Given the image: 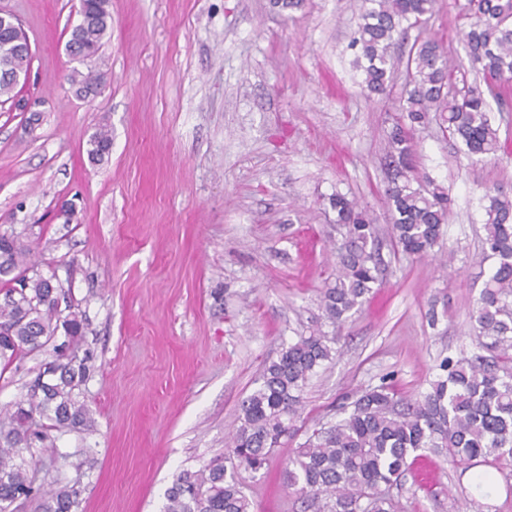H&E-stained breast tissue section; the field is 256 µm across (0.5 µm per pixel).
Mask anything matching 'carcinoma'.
Instances as JSON below:
<instances>
[{
  "instance_id": "cac0c4a2",
  "label": "carcinoma",
  "mask_w": 512,
  "mask_h": 512,
  "mask_svg": "<svg viewBox=\"0 0 512 512\" xmlns=\"http://www.w3.org/2000/svg\"><path fill=\"white\" fill-rule=\"evenodd\" d=\"M437 0H363L353 47L362 86L384 96L391 52L410 28L421 29ZM83 22L71 37L94 56L112 25L106 0H81ZM464 18L471 69L486 88L453 65L443 44L425 36L407 58V88L391 116L385 146L388 182L384 204L395 247L423 258L448 223L444 186L421 176L413 162L415 132L438 119L464 146L471 160L494 158L499 129L488 116L486 93L512 81V0H468ZM112 146L101 128L89 141L88 156L99 162ZM485 209L484 245L494 270L477 302L471 336L480 350L472 357L444 359L430 389L403 396L383 382L340 408L336 423L315 429L288 459L289 484L312 512H397L392 490L415 463L418 452L443 455L468 470L481 463L497 471L512 463V196L495 190ZM336 212V267L320 292L326 323L340 328L380 283L379 228L369 212L342 193L329 198ZM26 253L13 236L0 235V361L9 365L50 350L26 397L0 415V512L35 500L39 512H73L80 480L47 492L36 475L16 463L22 451L54 441L53 433L86 425L77 391L90 375V357L78 356L84 319L59 301L68 294L23 266ZM65 340L51 345L58 331ZM337 336L318 328L282 344L264 369L260 385L240 404L238 425L224 457L197 471L184 470L167 489L164 512H252L237 474L257 472L283 438L300 431L302 395L317 369L338 353ZM471 502L492 494L490 474L476 477Z\"/></svg>"
}]
</instances>
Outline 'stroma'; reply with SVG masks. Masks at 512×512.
Wrapping results in <instances>:
<instances>
[{"label": "stroma", "mask_w": 512, "mask_h": 512, "mask_svg": "<svg viewBox=\"0 0 512 512\" xmlns=\"http://www.w3.org/2000/svg\"><path fill=\"white\" fill-rule=\"evenodd\" d=\"M360 7L109 0L112 30L79 60L66 51L79 0H0L29 38L21 94L41 110L29 133L25 113L0 102V233L68 291L93 366L79 391L92 428L60 434L26 463L48 489L81 478L78 512H162L181 471L223 454L265 366L321 315L335 262L332 194L374 212L387 270L341 328L336 359L310 379L306 428L383 381L427 391L444 357L474 352L471 314L491 270L486 193L512 189V85L495 115L498 159L470 161L438 125L417 132V170L446 187L448 222L433 255L394 253L384 148L406 58H395L390 98L361 92L348 50ZM466 24L458 0H438L426 32L459 63ZM75 71L104 74L98 97L75 96ZM101 128L112 149L93 163L87 143ZM45 360L0 371V408L25 396ZM297 446L285 441L267 467L240 473L253 512H305L288 484ZM470 478L424 454L395 493L399 510L512 512V467L486 505L469 509Z\"/></svg>", "instance_id": "1"}]
</instances>
